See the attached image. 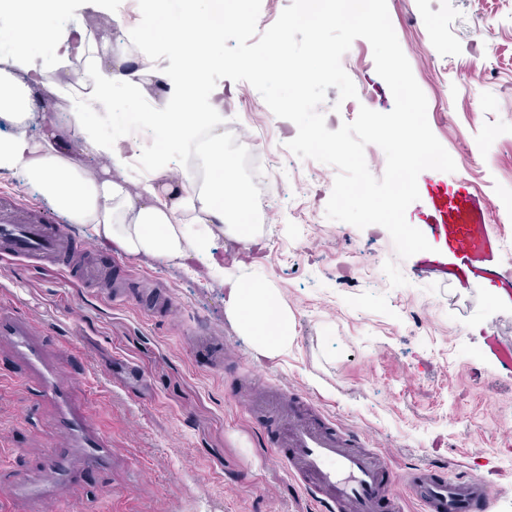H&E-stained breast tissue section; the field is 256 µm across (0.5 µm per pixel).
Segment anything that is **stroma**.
<instances>
[{"mask_svg":"<svg viewBox=\"0 0 512 512\" xmlns=\"http://www.w3.org/2000/svg\"><path fill=\"white\" fill-rule=\"evenodd\" d=\"M400 46L427 102L431 130L456 170L428 169L406 218L432 249L399 259L385 228L363 229L325 214L336 170L286 147L296 125L277 118L249 83L221 80L224 122L268 155L266 209L255 243L229 234L216 258L256 264L295 321L288 352L268 359L241 336L224 308L226 285L198 260L128 254L64 223L20 178L0 175L10 193L61 225L102 271L168 293L167 314L148 301L91 287L76 259L55 264L0 255V312L33 318L64 379L87 404L115 458L101 492L89 477L67 512H315L272 447L264 421L243 404L249 378L297 394L340 428L357 433L397 474L429 466L480 473L497 497L491 512H512V295L490 274L475 275L454 251L455 211L464 196L486 200L484 221L512 258V0H387ZM184 0L165 20L116 0H59L84 22L86 39L111 19L118 36L155 30L150 53L171 83L183 59L162 24L176 25ZM370 97L339 100L328 88L321 111L329 130L360 107L394 105L370 43L356 39L342 58ZM165 105L155 85L115 91V136L144 101ZM495 139H488V130ZM224 349L223 363L197 336ZM53 440V412L28 389L0 350V491L17 470H36Z\"/></svg>","mask_w":512,"mask_h":512,"instance_id":"obj_1","label":"stroma"}]
</instances>
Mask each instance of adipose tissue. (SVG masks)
Returning <instances> with one entry per match:
<instances>
[{
    "label": "adipose tissue",
    "mask_w": 512,
    "mask_h": 512,
    "mask_svg": "<svg viewBox=\"0 0 512 512\" xmlns=\"http://www.w3.org/2000/svg\"><path fill=\"white\" fill-rule=\"evenodd\" d=\"M186 2L187 17L167 37L186 51V67L201 79L220 63L206 54V45L221 41L227 20L245 23L250 15L247 0ZM4 10L10 14L13 52L10 69L0 70V173L20 177L67 223L91 226L101 241L117 242L129 254L206 263L211 274L227 283L226 312L251 336L257 352L269 358L286 352L295 323L278 291L255 270H226L213 253L218 235L255 239L253 225L244 220L250 188L237 177L236 165L224 151L222 90L210 93L207 107L190 112L186 106L194 91L173 85L165 109L140 113V126L162 127L168 145L156 153L151 176L131 180L128 152L139 148V141L112 137L105 129L112 124L115 87L142 92L144 77L152 73L150 58L133 55L125 43H113L106 24L100 41L80 44L74 56L53 55L36 65L25 50L27 43L69 40L66 21L48 26L43 0H0V12ZM75 60L82 63L80 93L69 96L67 111L39 125L38 89L45 75ZM21 71L27 81L18 79ZM202 132L207 135L203 162L208 176L197 188L188 173L169 163L188 152ZM73 137L79 148H71Z\"/></svg>",
    "instance_id": "adipose-tissue-1"
}]
</instances>
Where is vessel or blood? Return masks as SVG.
<instances>
[{"instance_id":"vessel-or-blood-1","label":"vessel or blood","mask_w":512,"mask_h":512,"mask_svg":"<svg viewBox=\"0 0 512 512\" xmlns=\"http://www.w3.org/2000/svg\"><path fill=\"white\" fill-rule=\"evenodd\" d=\"M77 244L58 226L39 223L34 212L0 199V254L20 259H53L70 254ZM8 345L38 396L55 410L56 440L35 473L18 474L0 495V512L17 501L29 512L79 490L85 474L109 473L112 449L106 436L82 410L61 380L43 337L23 317L0 313V345ZM273 433L290 474L301 481L319 512H397L396 484H404L423 512H489L493 491L484 478L439 479L425 471L393 476L381 456L359 448L357 435L336 430L293 395L265 386L250 399Z\"/></svg>"}]
</instances>
